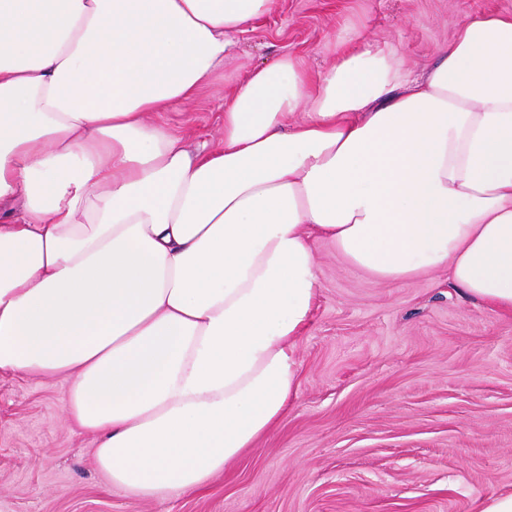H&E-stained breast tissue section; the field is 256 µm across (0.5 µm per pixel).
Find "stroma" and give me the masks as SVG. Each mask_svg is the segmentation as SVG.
<instances>
[{"label":"stroma","instance_id":"1","mask_svg":"<svg viewBox=\"0 0 512 512\" xmlns=\"http://www.w3.org/2000/svg\"><path fill=\"white\" fill-rule=\"evenodd\" d=\"M512 0H277L240 36L230 68L360 35L436 62L458 26ZM226 85L169 115L189 147L223 135ZM318 295L297 343V395L283 417L204 490L154 501L110 489L94 441L64 413V379L0 372V512H475L512 493V314L437 271L392 284L315 246Z\"/></svg>","mask_w":512,"mask_h":512}]
</instances>
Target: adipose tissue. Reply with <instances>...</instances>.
Here are the masks:
<instances>
[{"mask_svg":"<svg viewBox=\"0 0 512 512\" xmlns=\"http://www.w3.org/2000/svg\"><path fill=\"white\" fill-rule=\"evenodd\" d=\"M275 0H0V371L67 377L108 486L194 493L288 410L331 243L512 312V14L437 63L280 54L190 152L167 121Z\"/></svg>","mask_w":512,"mask_h":512,"instance_id":"ef3b65f1","label":"adipose tissue"}]
</instances>
